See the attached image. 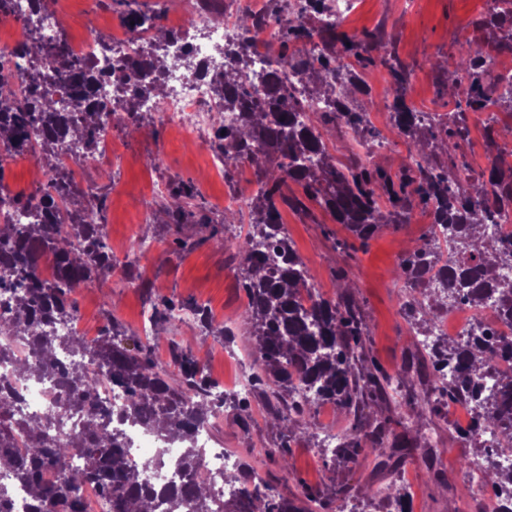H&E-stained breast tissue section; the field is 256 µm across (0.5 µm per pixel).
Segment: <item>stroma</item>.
I'll use <instances>...</instances> for the list:
<instances>
[{
	"label": "stroma",
	"instance_id": "35a3bbf8",
	"mask_svg": "<svg viewBox=\"0 0 512 512\" xmlns=\"http://www.w3.org/2000/svg\"><path fill=\"white\" fill-rule=\"evenodd\" d=\"M139 8L167 21L173 13L185 14L199 9L208 17L223 19L224 0H137ZM61 28L67 41L80 42L92 31H107L118 12L112 0H101L97 11L86 8V0H63ZM484 13V0H356L353 12L343 24L344 31L368 33L380 37L410 71L407 101L417 111L428 113L433 121L445 119L455 111L457 93L448 89L443 73L432 69L431 61L456 54L459 45L472 41L486 45L492 31L476 28ZM365 79L369 95L357 98L359 111L365 112L369 128L386 146L374 153L376 161L390 172H399L408 154V144L389 123L384 108L389 75L383 67H368ZM470 140L460 155L447 157L437 142H429L430 157L447 162L450 173H457L462 162L481 171L498 148H512V112L469 114ZM497 131L495 144H488L485 125ZM116 151L111 162L80 161L75 178L79 201L90 207L97 197H104L106 234L112 245V263L123 269L124 255L134 245L135 237L151 241L154 249L139 265L141 281L125 285L105 283L81 290L77 305L92 323H104L114 315L125 327L128 338L141 335L144 311L150 306L151 293L157 292L178 301L207 305L214 317L237 319L229 338L204 336L186 328H157L155 357L169 365L170 344L189 347L202 361L209 374L224 387H231L243 372L252 370L257 355L252 327L242 314L246 297L241 288L240 258L230 248L217 247L213 236L233 239L247 230L249 212H240L234 223L224 221V201L245 193L256 183L254 170L234 171L226 176L206 173L205 148L201 140L185 141L172 134L157 116H146L139 131L129 134L120 124L112 126ZM0 182L13 195L25 198L38 193L42 184L37 164L31 158H17L4 165ZM186 181L201 197L206 218L202 224L183 228L165 223L163 200L154 198L153 184ZM290 242L302 258L313 284L323 294L332 295L338 283H346L359 301L369 326L371 356L389 374H397L405 357L416 354L420 344L414 329L406 321L401 305L406 299L402 282L392 271L415 244L429 235L432 210L416 205L408 223L381 229L368 241H361L343 225L337 224L319 206L310 213L292 208L282 211ZM252 417L240 426L233 409H225L213 424L211 447L224 448L251 463L255 471L270 483L274 493L289 496L310 487L322 496H332L337 487H347L338 506L341 512H386L385 505L374 499L380 477L371 461H338L323 454L318 444L325 429H344L348 418L335 405H312L306 414L307 432L284 438L283 428L275 422L264 399H251ZM461 411L441 407L439 415L412 414L406 439L422 445L427 434H434L432 446L438 452L443 473L440 484L429 481L419 453H412L397 473L396 479L410 497L412 512H489L486 495L468 486L462 460L480 461L482 455L457 434ZM288 441L287 461H280L276 450Z\"/></svg>",
	"mask_w": 512,
	"mask_h": 512
}]
</instances>
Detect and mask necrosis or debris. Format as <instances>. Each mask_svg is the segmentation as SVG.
<instances>
[{
	"label": "necrosis or debris",
	"instance_id": "1",
	"mask_svg": "<svg viewBox=\"0 0 512 512\" xmlns=\"http://www.w3.org/2000/svg\"><path fill=\"white\" fill-rule=\"evenodd\" d=\"M249 0H227L223 22L214 23L197 18L193 31L178 34L169 52L187 59L191 73L181 70L168 71L164 77L166 94L163 98H149L143 101L142 109L157 113L166 127L175 128L184 135L193 137L200 131L212 128L215 100L212 94L210 75L221 69L226 58L225 49L231 47L237 35L234 20L237 14L247 11ZM110 50H103L97 35H88L82 42L74 44L72 50L82 58L92 59L96 65L98 79L97 99L109 102L112 96V82L122 74L121 67L126 58L133 55H147L151 50V33H133L123 19H115L108 32ZM276 41L272 29L260 30L250 49L251 64L245 88L254 95H264L267 78L277 74L285 91L299 97L304 112H323L327 109L324 97L304 93L302 84L285 59L273 51ZM449 319H457L456 329H449L447 322L433 324L421 335L425 345L450 335L458 340L466 339L475 330L481 329L490 334L512 332L498 316L492 301H485L480 309L471 308L466 300L457 294L448 296Z\"/></svg>",
	"mask_w": 512,
	"mask_h": 512
}]
</instances>
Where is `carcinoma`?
<instances>
[{
	"label": "carcinoma",
	"instance_id": "cac0c4a2",
	"mask_svg": "<svg viewBox=\"0 0 512 512\" xmlns=\"http://www.w3.org/2000/svg\"><path fill=\"white\" fill-rule=\"evenodd\" d=\"M135 0H115L120 15L135 30L154 33L151 52L132 57L126 75L112 86V103L95 101L97 80L84 60L68 53L67 40L58 35L53 43L41 40L32 18L13 13V0H0V16L21 23L27 35L10 50H0V67L9 57L27 66L28 87L16 94L0 93V150L7 157L28 156L57 170L53 183L26 199L16 196L8 203L31 215L27 224H0V289L12 295L0 303V336L24 341L29 357L16 359L0 350V367L19 378L48 386L53 406L44 415L26 414L7 386H0V472L24 487L30 504L26 512H92L94 495L106 512H155L168 502L167 512H336L334 500H321L305 489L293 499L273 493L246 463L224 474V485L233 492L224 495L200 473L206 449L198 445L200 428L229 403L238 422L247 425L251 404L224 396L218 382L188 347L171 344L178 374L170 375L154 360L157 337L137 340L133 348L123 345L126 331L107 311V323L90 341L64 336L58 326L77 307L75 292L81 285L100 280L112 267L105 224L104 200L91 208L70 209L77 186L73 172L59 167L60 156L79 150L78 157L91 159L98 152L104 127L102 116L113 117L129 131L140 129L141 103L165 95L163 76L177 61L165 52L174 33L162 28L153 14L133 8ZM288 17H275L276 36L289 68L301 81L318 83L314 92L331 98L332 110L316 112L307 121L297 120L298 98L283 95L279 79H271L265 100L255 102L243 87L247 76L248 51L256 30L269 27L268 19L243 13L237 19L240 37L231 65L216 72L214 124L220 133L224 162L232 166L245 161L257 168L259 189L250 203L249 231L235 237L244 276L241 280L247 302L244 317L252 323L259 357L252 372V392L261 395L288 435L308 429L305 405L293 400L294 383L312 392V403H332L351 416L339 434L333 458L355 463L372 458L374 470L390 475L404 463L402 443L395 429L405 427L408 417L397 396L403 379L415 377L421 392L411 395V404L437 415L448 403L474 408V416L457 429L464 439L479 430L499 431L512 449V375L486 386L501 357H512V335L474 334L459 342L444 339L425 356L405 359L394 377L369 357L368 324L358 304L344 291L334 299L317 297L306 308L302 292L312 293L309 272L282 230L280 206L305 210L314 203L328 211L359 239L366 240L390 224H405L415 204L433 208V223L453 232L449 242L467 260L453 269L443 261L441 243L430 238L416 245L403 258L395 275L404 281L408 299L402 311L417 331L438 318L447 297L424 291L433 276L446 275L464 299L479 304L495 294L500 317L512 325V281L498 275L499 267L512 261V241L504 244L486 233L487 224L512 209V164L502 149L478 176H448V168L426 156L423 145L439 142L453 155L468 139L466 112L481 113L491 105L512 112V94L492 98L503 76L493 74L491 59L470 41L460 45L458 56L434 66L448 73L454 86L465 85V107L448 114L434 126L425 124L420 113L406 103L409 78L405 68L390 53L379 57L391 77L392 102L386 105L391 126L410 139L405 164L391 174L369 154L366 159L338 166L329 154L324 135L328 125L340 124L364 132V114L357 111L355 95L367 94L362 72L347 73L350 92L342 100L332 99L329 76L340 54L365 65L372 61L376 37L360 38L339 29H324L309 16L307 5L324 0H274ZM498 11L482 17L481 27L492 30L497 49L512 52V0H497ZM321 47V58L313 59L302 46ZM237 109L243 123L224 129V110ZM294 183L302 196H288ZM174 207H163L171 224H200L196 195L184 182L170 186ZM276 243L278 264L268 270V258L256 250V240ZM153 327L174 323L173 312L195 314L194 327L224 337V326L215 323L205 305L184 303L158 296L151 304ZM118 389L122 407L113 410L99 403L100 394ZM391 406L390 413L366 427L359 406L364 399ZM141 425L167 446L181 449L179 467L184 480L178 490L157 492L142 474L156 463L133 460L122 426ZM81 457L71 467L73 449ZM486 481L494 487L512 486V472L486 468ZM380 500L395 505V512H410L396 479L377 490Z\"/></svg>",
	"mask_w": 512,
	"mask_h": 512
}]
</instances>
